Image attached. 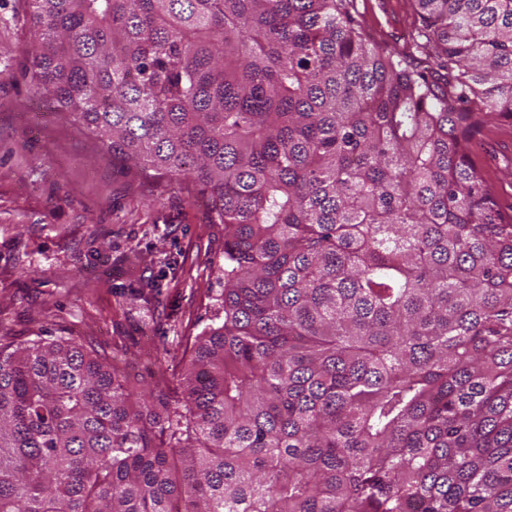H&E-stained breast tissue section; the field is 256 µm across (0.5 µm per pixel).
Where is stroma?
Wrapping results in <instances>:
<instances>
[{"mask_svg":"<svg viewBox=\"0 0 512 512\" xmlns=\"http://www.w3.org/2000/svg\"><path fill=\"white\" fill-rule=\"evenodd\" d=\"M0 15V336H70L137 389L179 395L221 288L224 227L190 176H133L50 109L20 73L21 6Z\"/></svg>","mask_w":512,"mask_h":512,"instance_id":"stroma-1","label":"stroma"}]
</instances>
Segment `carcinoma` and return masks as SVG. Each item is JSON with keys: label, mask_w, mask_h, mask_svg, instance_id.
I'll return each mask as SVG.
<instances>
[{"label": "carcinoma", "mask_w": 512, "mask_h": 512, "mask_svg": "<svg viewBox=\"0 0 512 512\" xmlns=\"http://www.w3.org/2000/svg\"><path fill=\"white\" fill-rule=\"evenodd\" d=\"M24 68L112 157L190 173L222 282L182 397L0 343V512H512V0H21ZM373 2H365L366 13L368 16L374 21L375 25L378 27L377 31L381 32L385 39L391 40L392 34L399 35L403 29L405 21L400 18L398 15L393 14L390 10V2H393L396 7L404 12L405 14H410L411 9L409 7V3L407 0H372ZM390 1V2H388ZM377 10L384 16L385 24L388 27V31L385 26L382 24L380 19L377 16ZM379 13V15H380ZM509 134L511 135V156L508 155L506 159L510 157L512 159V123L506 122L484 130L480 137V144L476 147V160L489 184L495 183L498 187L500 195L497 194V197L502 206L506 211L512 212V164L507 166L503 158L494 165H488L484 160L486 146Z\"/></svg>", "instance_id": "cac0c4a2"}]
</instances>
